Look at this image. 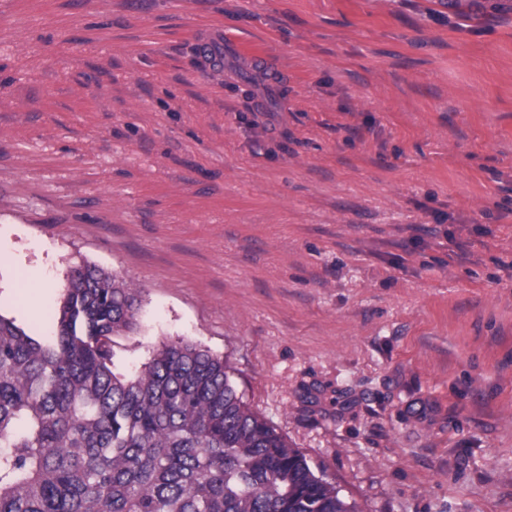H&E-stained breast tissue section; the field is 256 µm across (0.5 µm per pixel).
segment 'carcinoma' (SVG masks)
I'll list each match as a JSON object with an SVG mask.
<instances>
[{
    "label": "carcinoma",
    "mask_w": 512,
    "mask_h": 512,
    "mask_svg": "<svg viewBox=\"0 0 512 512\" xmlns=\"http://www.w3.org/2000/svg\"><path fill=\"white\" fill-rule=\"evenodd\" d=\"M139 304L84 266L52 340L0 315V512H354L250 410L224 358L178 338L116 374L112 337Z\"/></svg>",
    "instance_id": "1"
}]
</instances>
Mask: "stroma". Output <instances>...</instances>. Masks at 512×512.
<instances>
[{"mask_svg": "<svg viewBox=\"0 0 512 512\" xmlns=\"http://www.w3.org/2000/svg\"><path fill=\"white\" fill-rule=\"evenodd\" d=\"M0 249L1 316L119 275L115 371L224 357L355 512H512V0H0Z\"/></svg>", "mask_w": 512, "mask_h": 512, "instance_id": "35a3bbf8", "label": "stroma"}]
</instances>
